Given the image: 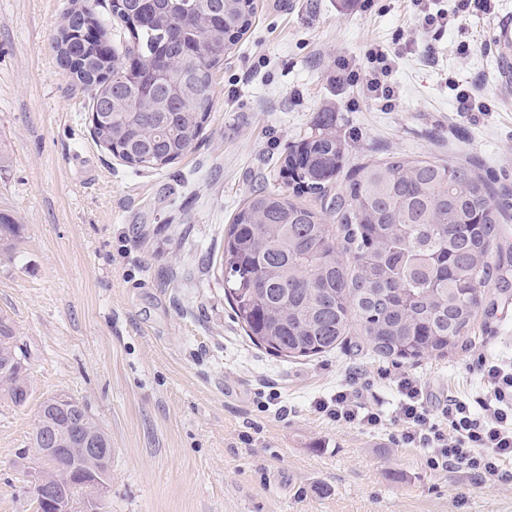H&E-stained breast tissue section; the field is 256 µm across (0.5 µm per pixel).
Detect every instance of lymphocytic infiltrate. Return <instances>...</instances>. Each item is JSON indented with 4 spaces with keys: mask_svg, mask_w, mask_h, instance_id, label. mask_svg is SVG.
Masks as SVG:
<instances>
[{
    "mask_svg": "<svg viewBox=\"0 0 512 512\" xmlns=\"http://www.w3.org/2000/svg\"><path fill=\"white\" fill-rule=\"evenodd\" d=\"M423 29H446L451 18L488 13L491 0H455L454 11L436 8L435 0H412ZM394 58L390 50L373 46L361 71L347 63L336 67L335 80H360L367 98L393 102ZM475 371L484 390L474 398H449L432 410L424 384L404 373L396 380L400 395L393 417L368 408L354 383H347L316 406L336 424H355L372 433L392 432L399 444L424 449L429 469L456 467L490 479L512 478V361L478 358Z\"/></svg>",
    "mask_w": 512,
    "mask_h": 512,
    "instance_id": "1",
    "label": "lymphocytic infiltrate"
}]
</instances>
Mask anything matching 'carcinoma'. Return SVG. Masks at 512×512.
Segmentation results:
<instances>
[{
	"mask_svg": "<svg viewBox=\"0 0 512 512\" xmlns=\"http://www.w3.org/2000/svg\"><path fill=\"white\" fill-rule=\"evenodd\" d=\"M254 10V0H82L67 10L53 49L79 60L91 110L108 116L96 141L146 169L191 152L212 112L214 70ZM345 162L336 113L325 112L286 149L287 188L251 194L234 216L221 268L235 315L281 358L333 350L353 327L382 359L448 353L469 334L495 271L502 213L489 181L407 154L348 173ZM18 350L1 316L0 391L21 406Z\"/></svg>",
	"mask_w": 512,
	"mask_h": 512,
	"instance_id": "cac0c4a2",
	"label": "carcinoma"
}]
</instances>
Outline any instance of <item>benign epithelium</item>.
<instances>
[{"label": "benign epithelium", "instance_id": "benign-epithelium-1", "mask_svg": "<svg viewBox=\"0 0 512 512\" xmlns=\"http://www.w3.org/2000/svg\"><path fill=\"white\" fill-rule=\"evenodd\" d=\"M72 401L73 398L65 393L44 398L50 409L40 412L34 423L33 432L40 434L41 441V447L34 449V453L46 459L68 455L71 464L61 472L43 467L35 471L32 474V492L39 498L47 487H61V493L53 503L54 512H103L113 448L110 444L101 445L103 437L96 428H88L83 436L72 439L74 447H58L60 436L56 432L53 415Z\"/></svg>", "mask_w": 512, "mask_h": 512}]
</instances>
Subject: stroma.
I'll return each instance as SVG.
<instances>
[{
    "mask_svg": "<svg viewBox=\"0 0 512 512\" xmlns=\"http://www.w3.org/2000/svg\"><path fill=\"white\" fill-rule=\"evenodd\" d=\"M70 5L0 0V213L19 226L0 255V316L32 389L21 406L0 394V512H36L35 462L20 453L57 392L112 442L105 512H512V481L430 470L420 449L315 410L352 371L387 414L402 370L431 408L472 394L473 359L512 357V286L483 288L471 333L444 355L395 363L352 335L283 359L250 342L207 265L247 197L282 186L286 148L332 112L346 169L403 153L486 177L504 218L494 260L512 283V90L494 41L512 0L441 32L405 0H256L195 149L157 171L94 140L90 99L52 49ZM373 43L398 56L392 109L329 79ZM458 80L492 111H456Z\"/></svg>",
    "mask_w": 512,
    "mask_h": 512,
    "instance_id": "obj_1",
    "label": "stroma"
}]
</instances>
